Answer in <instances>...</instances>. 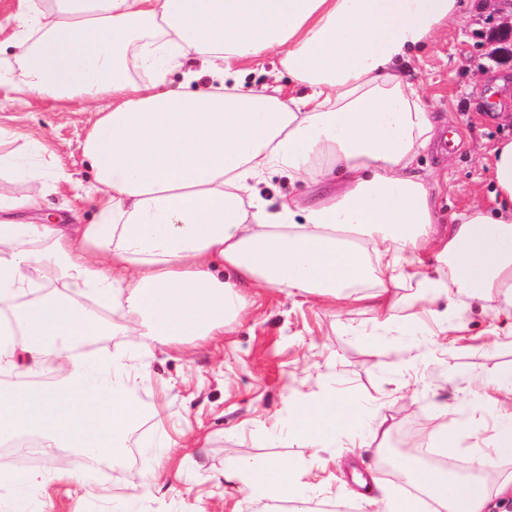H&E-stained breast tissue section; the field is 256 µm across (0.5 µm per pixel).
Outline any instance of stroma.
<instances>
[{"instance_id": "1", "label": "stroma", "mask_w": 512, "mask_h": 512, "mask_svg": "<svg viewBox=\"0 0 512 512\" xmlns=\"http://www.w3.org/2000/svg\"><path fill=\"white\" fill-rule=\"evenodd\" d=\"M464 12L408 70L437 125L418 172L437 185L442 224L487 200L489 152L512 135V58H492L488 42L503 16L496 0H468ZM89 119L78 106L0 92V125L40 134L66 174L42 201L44 213L64 223L94 217L92 201L75 198L93 183L83 150ZM242 295L240 315L216 336L153 348L117 332L81 345L86 356L122 351L149 363L141 389L148 415L132 429L121 465L66 452L69 469L87 475L84 483L53 478L50 456L18 462L0 449V471L49 475L29 493L28 512H269L270 502L249 501L241 483H225V468L241 458L279 461L298 474L310 502L361 512L358 478L377 475L391 491L405 488L400 461L387 473L380 456L350 450L378 419L393 422L392 437L401 441L434 430L440 406L455 408L463 429L446 459L458 474L472 450L493 438L495 394L480 379L512 370V335L497 330V301L463 298L447 335L428 324L407 338L378 335L376 314L363 305L335 308L266 288ZM292 387L349 399L363 414L360 427L340 430L335 445L317 454L286 438ZM166 440L168 453L155 456Z\"/></svg>"}]
</instances>
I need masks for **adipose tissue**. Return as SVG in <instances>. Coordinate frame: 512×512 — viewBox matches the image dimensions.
<instances>
[{
  "instance_id": "adipose-tissue-1",
  "label": "adipose tissue",
  "mask_w": 512,
  "mask_h": 512,
  "mask_svg": "<svg viewBox=\"0 0 512 512\" xmlns=\"http://www.w3.org/2000/svg\"><path fill=\"white\" fill-rule=\"evenodd\" d=\"M462 0H45L23 20L15 61L0 88L94 107L84 140L93 170L92 223L68 229L31 220L41 209L47 148L0 128V179L31 182L27 195L0 191V302L35 289L50 294L0 317V373L19 367L59 377L58 388L0 392V441L40 436L46 448H75L122 460L143 417L136 397L149 373L123 353L86 360L71 350L123 331L164 346L210 336L237 317L241 285L364 304L385 332L398 291L412 287L447 332L458 297L503 302L512 320V139L491 151L489 200L439 229L432 193L416 172L436 136L418 87L397 72L449 23ZM293 86L253 88L238 63L270 53ZM200 67L186 70L188 57ZM208 76L196 90L167 77ZM107 99L98 107L99 99ZM273 173L292 182L336 179L305 207L270 209L259 190ZM288 435L321 449L358 424L359 408L334 393L289 391ZM512 459V410L499 415L490 452L472 474L423 468L404 455L416 495L367 498L368 512H486L512 486L487 474ZM250 499L309 512L282 464L243 460L225 471Z\"/></svg>"
}]
</instances>
